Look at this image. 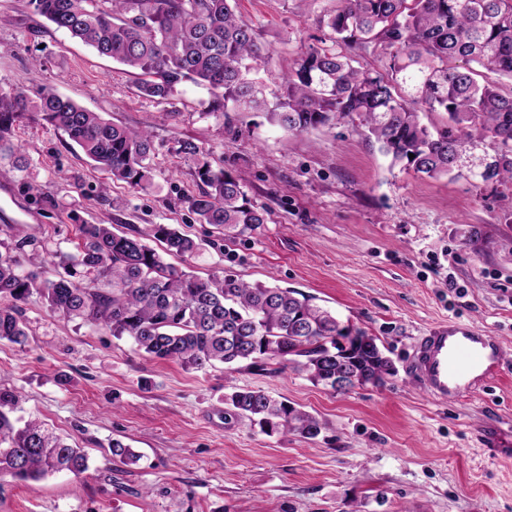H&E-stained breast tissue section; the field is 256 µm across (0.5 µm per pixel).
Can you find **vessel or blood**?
Masks as SVG:
<instances>
[{"label":"vessel or blood","mask_w":512,"mask_h":512,"mask_svg":"<svg viewBox=\"0 0 512 512\" xmlns=\"http://www.w3.org/2000/svg\"><path fill=\"white\" fill-rule=\"evenodd\" d=\"M502 360L503 348L496 338L458 322L430 330L415 353L429 394L444 401L479 391L496 378Z\"/></svg>","instance_id":"obj_1"}]
</instances>
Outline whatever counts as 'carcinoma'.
<instances>
[{"mask_svg":"<svg viewBox=\"0 0 512 512\" xmlns=\"http://www.w3.org/2000/svg\"><path fill=\"white\" fill-rule=\"evenodd\" d=\"M236 0H31L56 29L94 48L138 76L139 93L165 100L186 80L212 90L211 112H261L291 133L338 124L355 115L390 159V167L438 179L461 166L467 146L498 145L496 159L477 174L512 183V93L480 70L512 81V0H343L326 25L338 49H311L283 78L274 102L251 62L265 47L235 10ZM380 42L388 68L359 70L345 48ZM39 103L22 93H0V155L16 121L25 113L63 131L94 167L134 189L151 184L149 133L116 125L96 112L45 88ZM442 112V124H425L424 114ZM183 158L197 161L203 185L186 198L202 224L231 235L250 234L266 223V211L248 198L240 178L199 161L198 145L179 144ZM414 158H409V155ZM159 252L141 234L115 233L108 224L76 226V251L59 256L64 273L38 281L21 270V255L36 236L17 241L16 254L0 255V340L26 336L17 303L38 291L67 320L94 322L123 336L160 360L205 370H227L248 362L273 361L304 373L325 389L336 376L356 372L383 386L393 364L376 338L342 326L331 311L295 289L249 284L217 271L202 278L167 261L193 256L194 239L168 224H156ZM356 331L348 349L336 337ZM224 414L244 416L267 434L318 437L325 423L286 400L261 390L234 391ZM124 464L140 460L112 442ZM87 470V456L31 420L17 428L0 411V474L20 481Z\"/></svg>","mask_w":512,"mask_h":512,"instance_id":"cac0c4a2","label":"carcinoma"}]
</instances>
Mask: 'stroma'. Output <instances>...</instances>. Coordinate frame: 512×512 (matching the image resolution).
Here are the masks:
<instances>
[{
	"label": "stroma",
	"mask_w": 512,
	"mask_h": 512,
	"mask_svg": "<svg viewBox=\"0 0 512 512\" xmlns=\"http://www.w3.org/2000/svg\"><path fill=\"white\" fill-rule=\"evenodd\" d=\"M340 3L237 0L238 15L270 49L256 63L266 95L310 49L333 48L324 18ZM44 88L149 131L151 185L110 179L60 130L19 119L17 155L0 159V186L10 193L0 253L36 235L39 273L53 279L59 254L75 250V225L135 233L171 224L200 245L176 266L201 276L221 268L310 295L375 336L396 374L381 387L335 394L274 364L187 370L93 323L65 320L32 293L21 304L26 339L0 341V388L17 397L7 414L83 449L88 468L27 482L0 476V512H512V461L483 445L488 432L512 434V212L503 185L475 177L494 146L475 144L452 175L431 180L390 168L354 116L289 133L253 112L211 114L210 88L189 80L156 101L30 0H0V93L34 100ZM185 139L241 177L266 224L228 238L198 223L185 198L201 183L177 152ZM25 182L42 203L22 192ZM448 321L486 330L504 356L484 391L442 402L412 358L421 336ZM238 389L288 400L325 427L312 440L284 438L225 418L224 396ZM116 440L140 461H114Z\"/></svg>",
	"instance_id": "obj_1"
}]
</instances>
